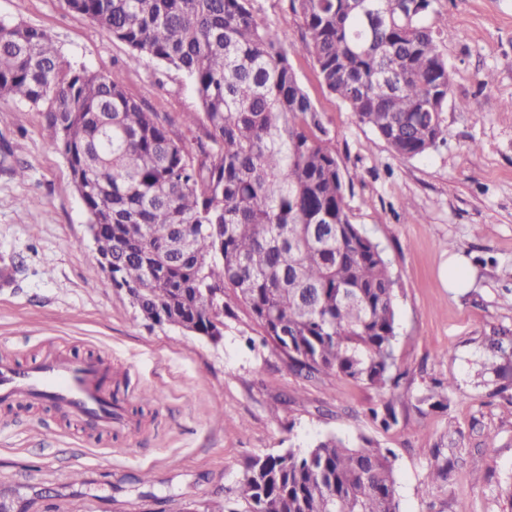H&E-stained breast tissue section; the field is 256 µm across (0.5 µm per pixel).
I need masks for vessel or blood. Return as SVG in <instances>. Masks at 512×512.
<instances>
[{
    "label": "vessel or blood",
    "mask_w": 512,
    "mask_h": 512,
    "mask_svg": "<svg viewBox=\"0 0 512 512\" xmlns=\"http://www.w3.org/2000/svg\"><path fill=\"white\" fill-rule=\"evenodd\" d=\"M106 369L99 360L77 362L67 355L45 352L28 367L0 360V403L18 401L54 403L80 424L84 436L111 432L134 433L138 424L105 388Z\"/></svg>",
    "instance_id": "b4317fda"
}]
</instances>
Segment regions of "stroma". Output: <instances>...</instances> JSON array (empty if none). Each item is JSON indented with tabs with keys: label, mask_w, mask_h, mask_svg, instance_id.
<instances>
[{
	"label": "stroma",
	"mask_w": 512,
	"mask_h": 512,
	"mask_svg": "<svg viewBox=\"0 0 512 512\" xmlns=\"http://www.w3.org/2000/svg\"><path fill=\"white\" fill-rule=\"evenodd\" d=\"M434 7L452 79L447 140L406 160L322 86L288 0H253L335 137L341 170L354 180L351 221L380 244L396 279L395 372L408 401L387 430L368 413L382 405L381 390L290 370L283 353L260 344L243 307L215 344L145 320L123 292L100 288L88 215L43 113L0 101V145L10 148L8 165L27 173L21 181L0 167V358L23 367L51 346L100 357L127 407L148 392L156 409L136 434L91 446L50 405L0 404V501L17 512H201L233 500L252 458L336 434L392 450L400 512H456L462 503L512 512V372L484 367L490 339L512 342V308L502 300L512 290V0ZM0 18L45 30L72 66L118 78L190 149L207 142L204 123L184 122L201 109L184 74L132 60L64 0H0ZM448 379L447 408L417 404L433 381ZM435 459L450 470L431 483Z\"/></svg>",
	"instance_id": "1"
}]
</instances>
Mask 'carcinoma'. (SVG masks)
<instances>
[{"label": "carcinoma", "instance_id": "cac0c4a2", "mask_svg": "<svg viewBox=\"0 0 512 512\" xmlns=\"http://www.w3.org/2000/svg\"><path fill=\"white\" fill-rule=\"evenodd\" d=\"M124 43L184 73L210 144L193 154L112 76L64 63L43 29L0 19V99L45 113L88 214L104 289L143 317L212 340L232 291L287 347L288 367L384 389L395 381V281L351 221L334 137L278 32L252 0H64ZM321 83L395 155L444 139L451 91L434 0H289ZM453 384L419 399L447 405ZM396 397L371 414L397 422ZM392 452L336 435L252 459L242 512H400Z\"/></svg>", "mask_w": 512, "mask_h": 512}]
</instances>
